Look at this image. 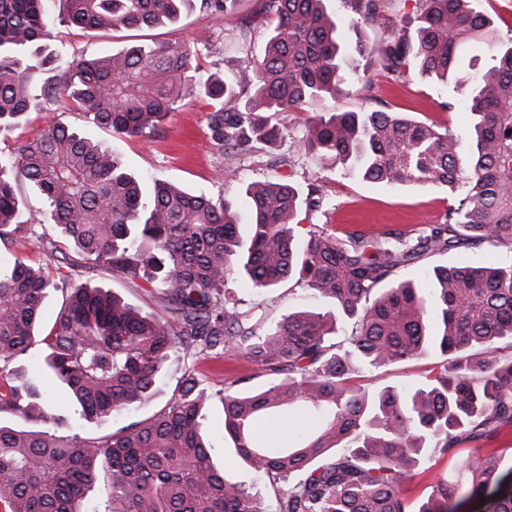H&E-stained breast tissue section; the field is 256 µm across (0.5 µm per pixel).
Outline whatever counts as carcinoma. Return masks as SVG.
Returning <instances> with one entry per match:
<instances>
[{"instance_id": "1", "label": "carcinoma", "mask_w": 512, "mask_h": 512, "mask_svg": "<svg viewBox=\"0 0 512 512\" xmlns=\"http://www.w3.org/2000/svg\"><path fill=\"white\" fill-rule=\"evenodd\" d=\"M0 0V135L32 109L65 103L113 134L153 138L187 96L213 101L208 129L226 159L271 149L288 127L272 114L304 112L346 82L350 51L393 81L455 80L466 51L486 45L474 70L468 140L446 127L382 109L319 114L306 149L364 181L448 187L441 224L339 236L328 225L296 240L300 211L318 212L314 188L254 181L245 189L246 253L239 214L224 198L129 173L112 147L57 122L0 153V243L31 231L17 186L42 195L43 222L84 267L118 271L154 287L168 318L143 313L98 286H77L48 331L38 333L51 282L40 268L0 256V414L41 424H0V512H512V467L502 448L512 430V260L495 266L438 265L420 282L401 277L423 260L467 248L512 253V37L478 0H415L409 24L380 47H351L328 0H264L273 16L263 56L235 83L198 75L180 43H138L69 60L50 49L55 24L84 31L170 24L192 0ZM203 12L233 13L237 0H198ZM351 25L383 17L389 0H340ZM243 264L254 287L289 279L332 306L265 323L259 304L225 283ZM42 345L41 372L23 364ZM231 350L271 379L254 392L221 397L224 435L237 456L268 479L275 508L224 477L212 461L203 415L212 394L192 374L159 412L97 438L62 435L41 376L61 385L76 414L102 425L136 414L158 392L174 353ZM440 370L407 389L371 393L355 363L380 369L424 354ZM297 417L295 433L261 437L259 422ZM478 443L438 480L418 510L402 487L440 456ZM484 504H479V501Z\"/></svg>"}]
</instances>
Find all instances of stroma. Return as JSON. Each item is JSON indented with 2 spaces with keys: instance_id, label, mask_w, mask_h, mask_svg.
I'll return each instance as SVG.
<instances>
[{
  "instance_id": "obj_1",
  "label": "stroma",
  "mask_w": 512,
  "mask_h": 512,
  "mask_svg": "<svg viewBox=\"0 0 512 512\" xmlns=\"http://www.w3.org/2000/svg\"><path fill=\"white\" fill-rule=\"evenodd\" d=\"M264 0H240L232 19L191 10L182 14L173 25L143 31L124 29L105 32H85L76 27L60 25L53 31L51 45L55 51L71 59L84 55L109 53L132 42L178 41L198 53L202 75L220 71L225 81H235L244 69L237 33L241 24L254 27L250 54L260 55L264 48L266 32L272 18L264 14ZM415 0H390L384 18L363 26L361 30L344 29L346 41H359L372 46L382 42L390 26L412 15ZM210 35L212 48L199 44L203 35ZM467 87L415 78L394 83L386 77L376 76L373 98L378 105L421 122H433L450 128L459 136H466L470 117L464 107ZM455 98L453 109H443L441 103ZM211 101L204 96H191L181 107L172 112L156 137L118 138L110 130L85 124L75 112L60 108L51 112H29L25 121L16 129L13 139L23 141L36 136L50 123L61 122L79 129L93 141L112 145L125 167L140 178L162 180L186 189L220 195L238 212H245L244 191L256 179L277 180L291 178L301 192L316 187L322 190L327 204L320 212L301 221L300 233H307L310 225L330 224L343 230L355 227L373 234L387 228L412 229L419 224L443 221L451 202L447 187L440 185L413 186L410 184L369 183L317 163L303 147V138L311 121L308 112H291L277 115L276 120L287 126L288 134L276 152L288 157L290 167L267 165L264 157L250 152L236 155L226 161L223 150L213 146L208 135V114ZM24 199L23 218L33 224L34 230L14 238L5 249L6 257H19L27 264L42 269L54 283L44 304L43 321L51 323L62 304L61 282L71 285L88 283L100 285L122 298L128 304L145 312L164 315L160 300L151 293L149 285L129 283L119 273L106 270L68 268V259L75 253L54 230L42 226L45 203L39 192L28 183H21L18 190ZM228 291L248 303L264 307L269 322L280 320L290 311H327L325 302L313 298L285 281L277 287L256 289L243 270H236L226 283ZM438 363L437 356L425 355L416 360L365 372L363 383L371 390L385 386L402 388L420 384ZM190 372L210 392L251 391L263 386L268 377L260 366L229 353L205 352L199 356L171 363L162 391L145 408V415L160 411L170 399L183 373ZM204 429L215 463L223 468L231 481L260 490L267 504H274L275 492L262 476L254 473L236 455L231 441L224 438V412L219 400H212L203 412Z\"/></svg>"
}]
</instances>
